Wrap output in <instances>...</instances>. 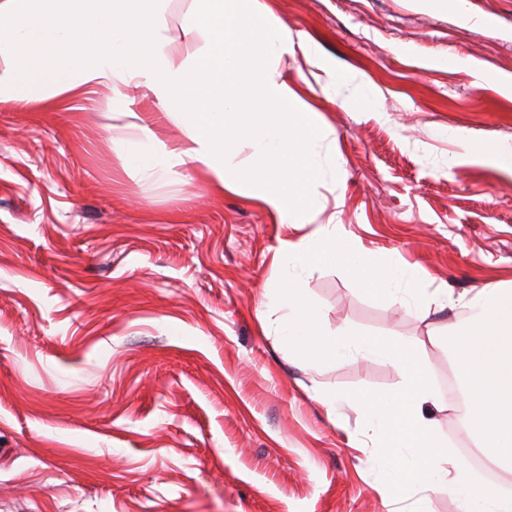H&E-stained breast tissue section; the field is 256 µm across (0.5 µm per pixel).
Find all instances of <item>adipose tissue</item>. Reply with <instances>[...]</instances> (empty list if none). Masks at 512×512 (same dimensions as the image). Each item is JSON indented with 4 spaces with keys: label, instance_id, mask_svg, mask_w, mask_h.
Returning a JSON list of instances; mask_svg holds the SVG:
<instances>
[{
    "label": "adipose tissue",
    "instance_id": "obj_1",
    "mask_svg": "<svg viewBox=\"0 0 512 512\" xmlns=\"http://www.w3.org/2000/svg\"><path fill=\"white\" fill-rule=\"evenodd\" d=\"M165 2L0 0V103L48 108L108 87L99 107L113 112L124 90L150 92L184 140L169 149L139 123L113 127L127 165L156 179L187 166L278 223H310L327 131L288 69L299 51L328 77L335 66L297 44L263 0H191L179 41Z\"/></svg>",
    "mask_w": 512,
    "mask_h": 512
}]
</instances>
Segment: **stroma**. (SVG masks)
Returning a JSON list of instances; mask_svg holds the SVG:
<instances>
[{"instance_id":"stroma-1","label":"stroma","mask_w":512,"mask_h":512,"mask_svg":"<svg viewBox=\"0 0 512 512\" xmlns=\"http://www.w3.org/2000/svg\"><path fill=\"white\" fill-rule=\"evenodd\" d=\"M305 59L288 71L320 112L326 214L371 257L419 264L453 298L512 284V176L471 162L458 135L512 140V0H265ZM378 93L379 114L357 104ZM102 88L53 111L0 103V512H388L362 415L320 392L384 391L391 363L314 365L262 329L285 270L280 224L187 169L151 181L112 147L127 123ZM131 108L173 148L157 99ZM327 334L418 337L442 399L433 415L453 459L512 493L448 394L445 340L463 308L421 315L367 294L337 266L296 271Z\"/></svg>"}]
</instances>
